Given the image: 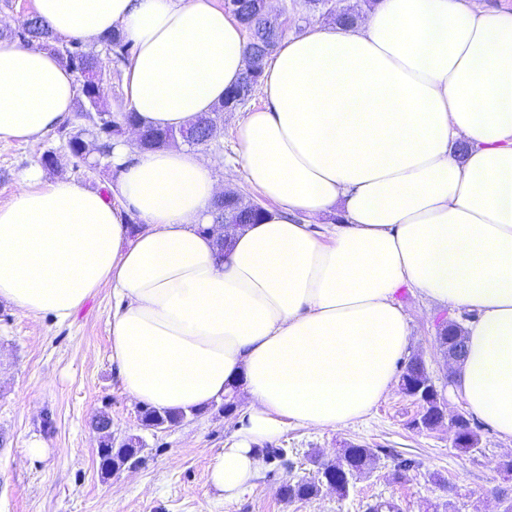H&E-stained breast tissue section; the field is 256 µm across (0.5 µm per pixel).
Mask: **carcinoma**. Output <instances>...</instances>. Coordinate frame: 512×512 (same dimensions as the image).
Segmentation results:
<instances>
[{"label":"carcinoma","instance_id":"1","mask_svg":"<svg viewBox=\"0 0 512 512\" xmlns=\"http://www.w3.org/2000/svg\"><path fill=\"white\" fill-rule=\"evenodd\" d=\"M238 11L241 15L251 19V32L248 36L247 47L250 51L257 49L269 42L280 41L283 37V28L275 30L267 27L258 17L255 8V0H238ZM11 36L24 43H40L49 45V51L56 56L59 62L67 69L76 72L78 66H96L100 71H106L102 59L93 51L85 49L82 41L74 39L66 44L58 43V39L46 28L43 22L34 14L27 16L21 22L18 30L11 32ZM106 50L108 51V63L125 64L131 54V43L119 31H114L105 38ZM244 87V82H239L228 89L225 94L224 103L213 109L214 119L220 123L224 122V104H240L238 97ZM80 115L92 123L94 133L101 141L112 144L114 121L111 120L112 112L103 100L96 98L93 90L82 88V99L79 101ZM175 133L173 129L147 128L143 130L145 142L141 149L152 150L164 147L165 138ZM261 216V211H244L235 204L224 206V220L238 224H254ZM462 330L456 324L448 325V328L440 333L438 342L441 348L453 350L459 345L457 339L461 336ZM402 393L412 397L420 404L419 417L415 419V425L432 429L442 425L445 420H450L451 428L457 432V439L464 446V451L477 448L479 438L468 419L463 416L448 417L445 409L437 402L435 385L426 371L423 361L419 357H412L405 363L399 380ZM186 417L184 413H171L158 411L147 405L140 409V420L146 428L160 430L165 424H176ZM112 420L109 416L100 413L91 421L93 430L100 433L104 440V447L110 448L105 454H99L104 465H110L114 461L121 462L126 456L127 449L109 447L110 432L109 426ZM375 461V453L371 448L351 446L342 449L338 459L334 462L320 464L318 480L286 482L280 487V494L287 501L310 500L319 495L322 484L332 483L336 485V492L345 496L349 492L351 480L369 469Z\"/></svg>","mask_w":512,"mask_h":512}]
</instances>
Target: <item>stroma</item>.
I'll list each match as a JSON object with an SVG mask.
<instances>
[{
    "instance_id": "1",
    "label": "stroma",
    "mask_w": 512,
    "mask_h": 512,
    "mask_svg": "<svg viewBox=\"0 0 512 512\" xmlns=\"http://www.w3.org/2000/svg\"><path fill=\"white\" fill-rule=\"evenodd\" d=\"M288 17L287 33L333 22L327 6L312 0H276ZM259 92L224 115V134L202 153L225 185L244 199L261 195L244 179L236 162L235 127L246 112L260 107ZM58 162L46 179H73L109 192L114 175L109 160L93 169L78 163L58 132L28 143L0 141V206L18 189L20 174L40 165L45 153ZM397 300L407 316V356L420 357L448 415H468L453 396L447 359L436 343L439 327L450 322L468 327L471 312L434 304L418 292L399 289ZM112 290L103 287L67 322L52 316L32 318L0 302V512H369L390 501L400 512H503L493 488L512 489V441L501 438L477 416L468 415L481 443L464 453L454 448L448 426L414 427L419 407L413 398L392 390L362 421L339 430L288 426L273 445L284 457L267 460L249 488L228 500L209 481L212 458L230 444L240 427V412L225 414L212 406L162 430L145 429L139 404L123 389L110 362ZM112 419V435L141 436L144 462L133 472L103 478L97 457L98 435L90 427L95 414ZM47 448L42 458L25 453L31 442ZM375 449L373 469L354 480L347 496L325 489L308 501L289 502L279 494L286 481L315 476L318 462L336 459L342 448ZM403 459L412 465L403 481L393 472ZM443 483H436V476Z\"/></svg>"
}]
</instances>
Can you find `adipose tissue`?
<instances>
[{"label":"adipose tissue","mask_w":512,"mask_h":512,"mask_svg":"<svg viewBox=\"0 0 512 512\" xmlns=\"http://www.w3.org/2000/svg\"><path fill=\"white\" fill-rule=\"evenodd\" d=\"M34 4L59 37L121 31L125 103L157 127L211 111L247 67L215 0ZM76 90L52 53L0 40L1 141L70 123ZM259 91L235 136L272 206L227 250L200 230L222 189L209 161L117 140L122 206L37 168L0 206V301L64 322L111 286V363L132 399L187 412L243 391L245 424L209 466L228 499L260 471L256 444L291 424L344 428L391 392L405 286L476 312L455 389L512 439V11L375 0L353 26L282 38ZM329 215L318 235L310 218Z\"/></svg>","instance_id":"ef3b65f1"}]
</instances>
